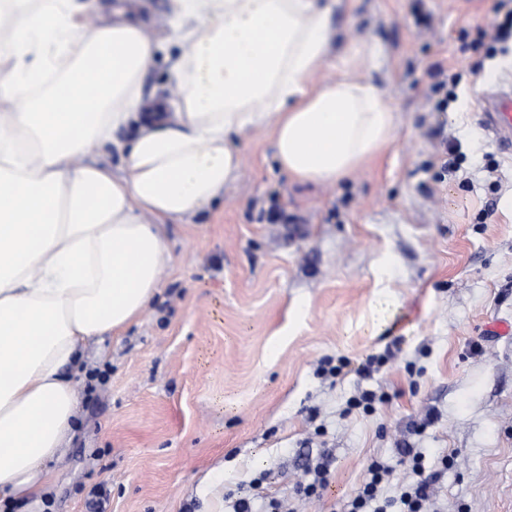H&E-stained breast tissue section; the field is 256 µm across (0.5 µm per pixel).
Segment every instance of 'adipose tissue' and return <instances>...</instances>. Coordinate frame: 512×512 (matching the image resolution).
Returning <instances> with one entry per match:
<instances>
[{"label": "adipose tissue", "instance_id": "1", "mask_svg": "<svg viewBox=\"0 0 512 512\" xmlns=\"http://www.w3.org/2000/svg\"><path fill=\"white\" fill-rule=\"evenodd\" d=\"M340 0H169L185 47L173 116L142 113L156 41L110 0H0V512H34L79 432L81 348L137 320L170 260L164 226L234 182L233 137L270 130L281 170L349 176L394 140L366 70L315 81ZM115 169L101 144L130 121Z\"/></svg>", "mask_w": 512, "mask_h": 512}]
</instances>
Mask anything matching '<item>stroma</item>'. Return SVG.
<instances>
[{"label":"stroma","mask_w":512,"mask_h":512,"mask_svg":"<svg viewBox=\"0 0 512 512\" xmlns=\"http://www.w3.org/2000/svg\"><path fill=\"white\" fill-rule=\"evenodd\" d=\"M495 2L344 0L316 78L374 41L392 145L339 182L303 184L269 131L236 138L238 178L166 225L172 261L142 317L83 349L81 431L49 477L54 512H91L99 487L105 512H221L262 473L296 512H343L371 459L416 482L396 455L404 439L436 478L434 512H512V335L489 330L512 322V156L484 125L489 95L512 90V39L472 44ZM138 4L158 43L143 101L159 104L175 95L168 0ZM439 66L457 77L444 112ZM273 203L291 223L260 219ZM342 357L352 372L320 374ZM365 390L386 399L348 411ZM324 450L330 489L299 498Z\"/></svg>","instance_id":"stroma-1"}]
</instances>
